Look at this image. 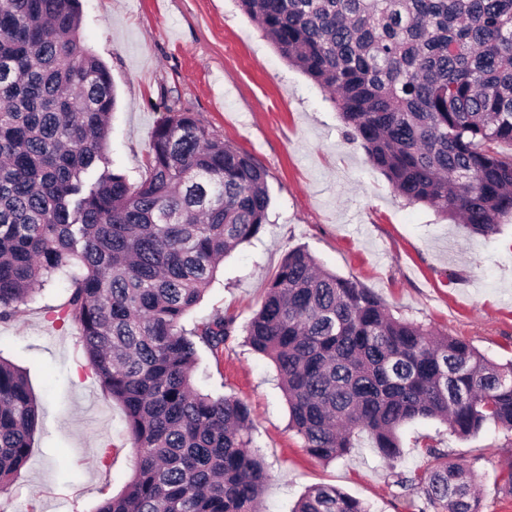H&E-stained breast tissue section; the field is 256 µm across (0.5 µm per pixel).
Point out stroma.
<instances>
[{
	"mask_svg": "<svg viewBox=\"0 0 512 512\" xmlns=\"http://www.w3.org/2000/svg\"><path fill=\"white\" fill-rule=\"evenodd\" d=\"M80 14L85 42L108 67L116 94L107 155L130 184L144 179L152 133L172 107L193 112L266 172L267 225L225 257L190 322L225 312L245 327L288 252L302 247L368 288L394 317L463 339L495 363L512 362V222L473 235L398 197L328 95L279 54L238 0H80ZM68 296V281L55 279L0 322V357L24 370L39 410L28 461L0 494V512H96L133 473L122 406L93 375L78 330L49 321ZM198 355L194 387L251 409L272 476L262 512H292L316 486L338 488L369 512H417L416 494L395 480L430 467V446L477 473L480 512H512V496L501 491L512 431L490 422L461 439L444 423L418 419L400 428L397 461L362 433L325 463L289 429L270 358L239 340L222 358L203 347Z\"/></svg>",
	"mask_w": 512,
	"mask_h": 512,
	"instance_id": "stroma-1",
	"label": "stroma"
}]
</instances>
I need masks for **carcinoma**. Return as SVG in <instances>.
<instances>
[{
  "label": "carcinoma",
  "instance_id": "1",
  "mask_svg": "<svg viewBox=\"0 0 512 512\" xmlns=\"http://www.w3.org/2000/svg\"><path fill=\"white\" fill-rule=\"evenodd\" d=\"M280 54L339 109L369 162L410 204L472 234L512 220V0H239ZM78 0H0V322L62 274L65 306L135 448L124 491L97 512H256L270 479L243 401L197 391L198 345L214 358L238 327L185 319L219 263L268 224L266 172L191 112L169 109L137 186L106 155L115 107L86 47ZM246 342L275 364L292 428L330 462L366 432L389 461L398 429L439 419L460 438L512 430V364L398 319L358 283L288 252ZM38 406L0 358V490L27 463ZM439 460L398 476L419 512H479L476 476ZM293 512H368L331 486Z\"/></svg>",
  "mask_w": 512,
  "mask_h": 512
}]
</instances>
